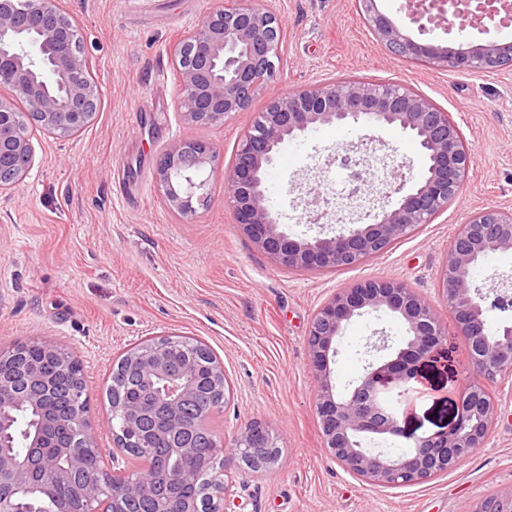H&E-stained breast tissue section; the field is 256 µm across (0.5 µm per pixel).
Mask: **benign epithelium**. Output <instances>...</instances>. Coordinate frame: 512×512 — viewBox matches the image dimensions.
<instances>
[{"label":"benign epithelium","mask_w":512,"mask_h":512,"mask_svg":"<svg viewBox=\"0 0 512 512\" xmlns=\"http://www.w3.org/2000/svg\"><path fill=\"white\" fill-rule=\"evenodd\" d=\"M360 16L391 54L461 72H482L512 62V41L488 42L452 50L419 43L375 7L359 0ZM284 27L271 13L241 5L220 6L173 46L180 81L177 109L188 124L209 126L250 109L255 93L277 79ZM23 99L25 111L0 98V189L23 179L33 167L27 120L66 139L93 119L98 93L88 56L74 26L56 0H0V85ZM365 120L396 126L411 135L426 156L424 173L416 181L398 168L390 169L381 194L357 205L355 228L334 236L292 239L279 230L269 205L267 166L282 144L321 125H345ZM472 148L448 112L412 87L362 79L330 81L269 96L256 113L250 130L239 141L225 172L224 203L235 226L281 268L313 271L354 266L385 253L397 240L417 231L456 201L467 181ZM216 150L201 140L179 142L165 154L156 183L170 208L193 218L211 202L208 180L201 173L214 168ZM334 162L351 171L348 197H360L361 168L367 153L356 147L336 154ZM396 200H391V196ZM512 249V212L485 208L471 213L452 239L439 272L438 294L448 304L455 334L465 340L464 362L471 371L457 394L456 415L447 430L416 437L406 452L391 454L368 447L366 440L403 437L401 406L411 392L418 364L437 353L447 341L437 308L425 297L394 278L366 279L336 290L316 310L307 345L317 383L314 411L333 459L360 482L377 487L422 483L456 467L477 449L486 447L498 418L500 397L490 395L485 381L493 373L508 384L512 397V321L491 327L488 313L512 308V293L490 297L474 284V273L490 252ZM384 313L402 321L400 346L378 337L373 345L384 352L366 366L351 387L340 391L332 364L346 325L367 313ZM130 367L149 383L161 382L155 394L165 408L168 424L180 425L181 405L191 390L194 372L172 376L158 354L134 352ZM20 365L11 353L0 351V417L22 400L13 386ZM273 434L254 422L230 441L225 453L246 461L253 448H268ZM96 445L95 433L82 423L71 444L61 447L69 462ZM68 479L55 461L29 452L24 457L0 451V512H17L10 490L41 487L44 476ZM112 483V510L123 512L129 492L153 495L158 482L131 483L128 471L112 457L105 475ZM226 480L212 489L217 512H225L234 494ZM474 512H512V498H486Z\"/></svg>","instance_id":"1"}]
</instances>
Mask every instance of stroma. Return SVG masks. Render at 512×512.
<instances>
[{
    "mask_svg": "<svg viewBox=\"0 0 512 512\" xmlns=\"http://www.w3.org/2000/svg\"><path fill=\"white\" fill-rule=\"evenodd\" d=\"M225 0H57L88 51L100 94L94 121L66 139L30 131L34 165L0 190V348L41 342L81 362L87 420L102 456L114 446L106 427V388L117 359L140 342L191 336L218 357L231 396L212 426L232 438L257 421L278 439L272 469L247 472L228 462L235 512H475L487 497L512 496V400L502 399L487 447L448 473L414 485L362 484L334 461L313 411L316 381L307 336L316 309L336 289L369 278H396L452 318L437 292L448 244L473 211H512V66L483 72L413 63L390 55L361 21L357 0H240L277 16L287 33L283 67L252 109L196 128L177 109L174 44ZM380 12L418 41L451 47L495 40L498 20L459 33L449 23L410 24L409 0H376ZM403 83L447 111L471 144L469 179L458 200L433 223L397 241L378 258L336 272L287 270L270 264L234 224L224 204L225 171L255 112L271 93L342 78ZM201 139L218 153L210 179L214 200L188 221L176 218L154 171L176 142ZM364 143L389 165L419 177L423 154L392 126L323 125L293 141L295 160L276 153L267 169L270 204L291 237L339 232L335 215L311 222L314 184L349 209V172L327 157ZM400 343L405 327L385 314L347 325L333 366L346 388L369 360L378 334ZM461 344L422 362L402 405L407 432L445 430L467 372Z\"/></svg>",
    "mask_w": 512,
    "mask_h": 512,
    "instance_id": "obj_1",
    "label": "stroma"
}]
</instances>
